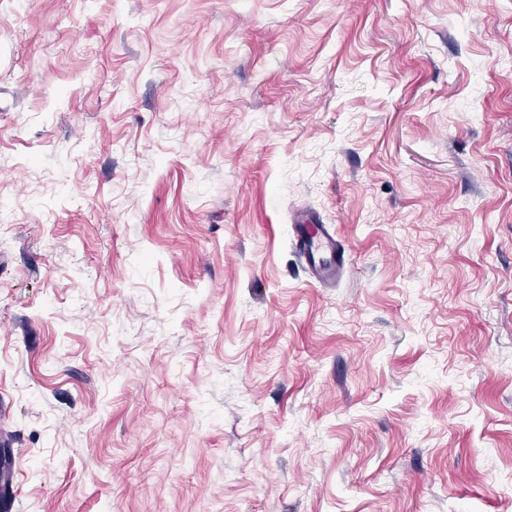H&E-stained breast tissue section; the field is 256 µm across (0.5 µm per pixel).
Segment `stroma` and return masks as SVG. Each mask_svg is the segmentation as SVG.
<instances>
[{
    "label": "stroma",
    "mask_w": 512,
    "mask_h": 512,
    "mask_svg": "<svg viewBox=\"0 0 512 512\" xmlns=\"http://www.w3.org/2000/svg\"><path fill=\"white\" fill-rule=\"evenodd\" d=\"M511 57L512 0H0L16 512H512ZM296 244L303 253L315 277L331 280L344 262V249L325 224H320L315 215L307 212L296 216ZM342 251V260L336 266V254Z\"/></svg>",
    "instance_id": "stroma-1"
}]
</instances>
